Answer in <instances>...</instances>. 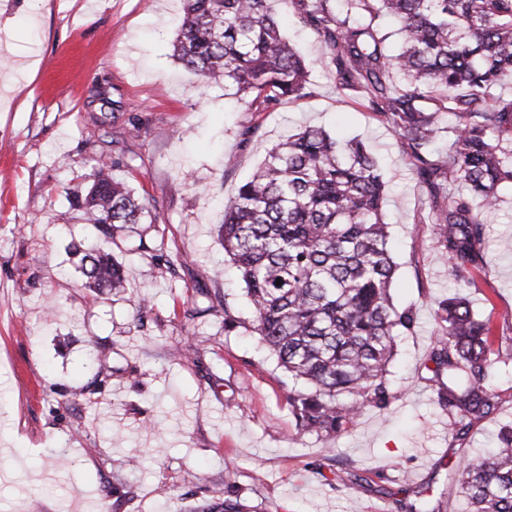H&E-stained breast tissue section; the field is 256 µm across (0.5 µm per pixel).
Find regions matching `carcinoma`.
Segmentation results:
<instances>
[{"label":"carcinoma","mask_w":512,"mask_h":512,"mask_svg":"<svg viewBox=\"0 0 512 512\" xmlns=\"http://www.w3.org/2000/svg\"><path fill=\"white\" fill-rule=\"evenodd\" d=\"M329 49L327 67L344 97L401 140L434 215L433 238L458 281L484 262L481 215L512 185V98L493 94L512 76V0H293ZM396 26L400 49L387 50ZM173 56L206 82H224L241 112H267L311 94L309 69L283 35L270 0H184ZM453 124H447L448 119ZM74 196L84 220L109 237L158 223L126 183L98 162ZM385 182L361 142L309 127L272 147L224 209L219 235L251 308L250 328L288 372L298 431L334 437L367 406L386 407L395 337L414 327L395 307L396 273L382 203ZM84 287L122 294V263L98 251L81 258ZM438 403L451 439L491 418L500 395L490 380L512 363L493 350V327L468 300L433 311ZM470 512H512V429L492 451L448 469ZM197 512H246L239 497L206 488Z\"/></svg>","instance_id":"cac0c4a2"}]
</instances>
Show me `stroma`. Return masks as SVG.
<instances>
[{
	"label": "stroma",
	"instance_id": "stroma-1",
	"mask_svg": "<svg viewBox=\"0 0 512 512\" xmlns=\"http://www.w3.org/2000/svg\"><path fill=\"white\" fill-rule=\"evenodd\" d=\"M273 8L313 92L238 112L223 84L174 59L182 0H0V71L12 81L0 89V512H189L206 478L250 512H399L422 500L465 512L449 463L512 426L511 365L492 380L496 414L451 446L430 359L431 302L455 292L490 320L495 348L512 350V186L484 218L483 268L457 286L400 139L337 93L328 49L293 0ZM307 126L360 140L378 162L393 302L416 319L396 339L389 406L366 407L333 438L297 432L287 373L251 330L224 328L225 315L249 316L217 238L224 205L272 145ZM102 154L159 214L149 247L186 263L154 277L135 233L110 239L83 221L71 199ZM92 250L123 262L122 298L82 289L80 255ZM190 300L205 315L185 318ZM221 301L227 313L209 311ZM99 350L112 371L98 382L86 359Z\"/></svg>",
	"mask_w": 512,
	"mask_h": 512
}]
</instances>
